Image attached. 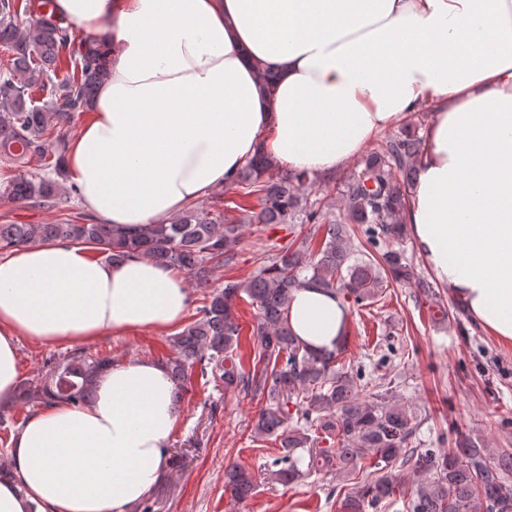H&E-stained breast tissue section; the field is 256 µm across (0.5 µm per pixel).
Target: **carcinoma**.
Returning <instances> with one entry per match:
<instances>
[{
  "instance_id": "obj_1",
  "label": "carcinoma",
  "mask_w": 512,
  "mask_h": 512,
  "mask_svg": "<svg viewBox=\"0 0 512 512\" xmlns=\"http://www.w3.org/2000/svg\"><path fill=\"white\" fill-rule=\"evenodd\" d=\"M31 8L37 15L33 30L18 23V16ZM0 46L10 52L0 63V167L20 171L32 158L42 161L40 172L20 173L0 192L52 208L59 204L58 177L76 122L110 75V48L96 39H72L55 0H0ZM420 152L421 139L410 131L386 141L344 182L334 210L311 199L316 177L276 174L258 156L230 183L239 190L234 219L224 217L220 187L211 192L210 206H191L168 224L135 230L94 219L0 224V252L66 239L90 245L111 263L143 256L205 284L211 269L234 260L243 225L271 230L300 225V242L273 250L249 277L224 280L170 337L172 354L165 366L175 392L182 393L194 370L205 374L213 367L221 372L224 393L264 402L255 434L279 440L271 475L281 483H294L317 468L351 475L371 461L381 475L347 496L344 512H366L392 501L399 492L394 469L411 460L424 479L406 496V512H512V452L503 450L493 459L481 442L458 435L448 439L444 450L411 447L416 417L389 395L385 375L340 366L337 351L308 349L288 325L293 292L307 282L360 307L375 303L391 283H412L431 292L430 282L406 255L407 227L400 221ZM245 298L257 310V345L249 369L241 353L237 311ZM111 363L108 357L75 355L57 367L49 383L19 387L16 399L44 407L86 404L98 375ZM292 400L305 424L322 431L327 446L313 448L305 429L284 427ZM304 448L309 462L303 471L296 452ZM254 489L255 478L244 467L224 470V493L231 501L246 500Z\"/></svg>"
}]
</instances>
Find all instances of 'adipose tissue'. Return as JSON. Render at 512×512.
<instances>
[{
    "label": "adipose tissue",
    "mask_w": 512,
    "mask_h": 512,
    "mask_svg": "<svg viewBox=\"0 0 512 512\" xmlns=\"http://www.w3.org/2000/svg\"><path fill=\"white\" fill-rule=\"evenodd\" d=\"M112 47L110 76L65 167L107 224H166L255 155L315 176L356 160L427 108L401 215L437 280L512 342V0H56ZM183 279L147 258L111 264L55 240L0 261V397L16 341H87L178 325ZM293 333L317 352L348 330L344 301L293 293ZM156 362L100 374L91 404L29 417L0 512H129L160 476L178 420Z\"/></svg>",
    "instance_id": "1"
}]
</instances>
